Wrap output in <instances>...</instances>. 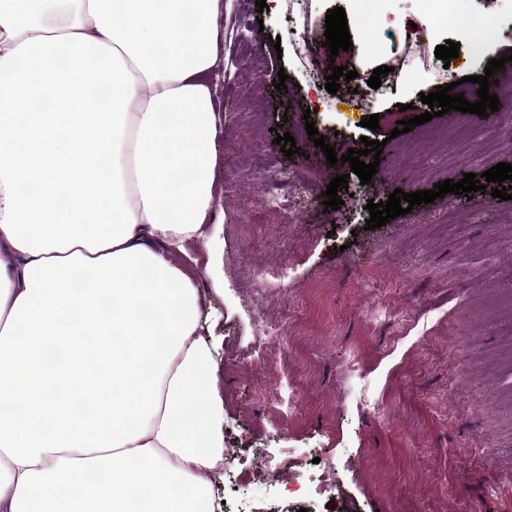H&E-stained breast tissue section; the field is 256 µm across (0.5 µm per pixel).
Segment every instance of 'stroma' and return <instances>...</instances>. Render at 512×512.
Wrapping results in <instances>:
<instances>
[{
  "instance_id": "35a3bbf8",
  "label": "stroma",
  "mask_w": 512,
  "mask_h": 512,
  "mask_svg": "<svg viewBox=\"0 0 512 512\" xmlns=\"http://www.w3.org/2000/svg\"><path fill=\"white\" fill-rule=\"evenodd\" d=\"M343 8L353 45L331 56L328 10ZM468 17L497 18L489 49L476 52L462 31L432 25L425 44L405 51V30L422 24L421 0H232L224 16V188L214 201L212 262L193 271L204 311L215 320L224 392V430L237 453L232 486L215 472L232 512H512V200L447 194L386 226L367 229L368 201L389 193L512 164V102L480 117L454 113L432 125L462 124L475 142H499L462 160L452 142L424 126L391 137L397 120L424 113L421 94L449 74L478 76L489 59L512 52V0H465ZM459 56H435L446 41ZM368 80L380 66L390 83L364 95L328 93L329 63ZM286 73V91L273 82ZM379 115L378 129L362 127ZM314 122L336 154L384 141L370 183L349 164L330 165L306 130ZM291 133L285 157L274 127ZM347 175L338 210H325L330 181ZM315 203L297 223H280L263 203L291 205L300 182ZM453 223H445L444 211ZM287 239L288 249L272 244ZM282 267L276 287L264 271ZM223 282L216 291L215 282ZM285 320L273 346L287 376L263 362H238L269 321ZM295 461L287 484L270 466ZM335 483L319 486L324 470Z\"/></svg>"
}]
</instances>
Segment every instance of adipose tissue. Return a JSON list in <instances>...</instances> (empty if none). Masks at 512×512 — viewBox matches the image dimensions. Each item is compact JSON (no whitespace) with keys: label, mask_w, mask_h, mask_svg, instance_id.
I'll return each mask as SVG.
<instances>
[{"label":"adipose tissue","mask_w":512,"mask_h":512,"mask_svg":"<svg viewBox=\"0 0 512 512\" xmlns=\"http://www.w3.org/2000/svg\"><path fill=\"white\" fill-rule=\"evenodd\" d=\"M225 8L0 0V512H212Z\"/></svg>","instance_id":"adipose-tissue-1"}]
</instances>
